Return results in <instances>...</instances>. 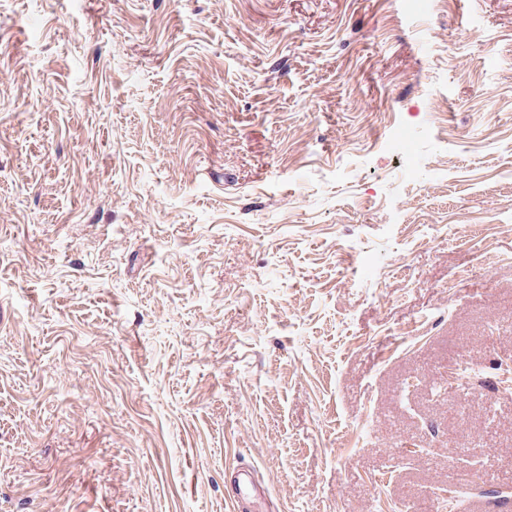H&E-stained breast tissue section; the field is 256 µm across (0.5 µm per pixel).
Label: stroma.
Masks as SVG:
<instances>
[{
  "label": "stroma",
  "mask_w": 512,
  "mask_h": 512,
  "mask_svg": "<svg viewBox=\"0 0 512 512\" xmlns=\"http://www.w3.org/2000/svg\"><path fill=\"white\" fill-rule=\"evenodd\" d=\"M244 466L512 512V0H0V512Z\"/></svg>",
  "instance_id": "35a3bbf8"
}]
</instances>
